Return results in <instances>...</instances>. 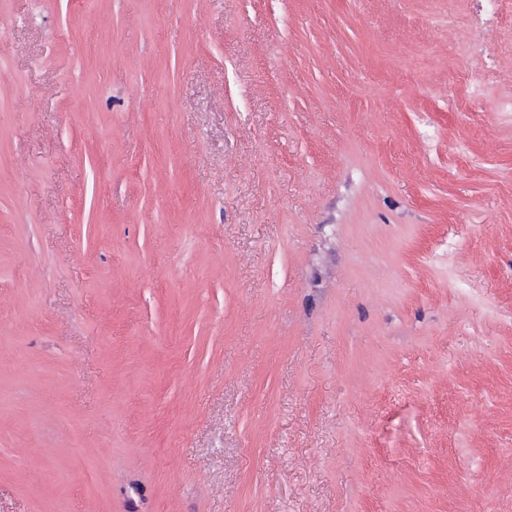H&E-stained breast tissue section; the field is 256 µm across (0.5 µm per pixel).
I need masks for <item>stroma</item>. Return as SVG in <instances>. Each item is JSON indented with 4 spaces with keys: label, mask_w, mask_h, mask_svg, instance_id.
<instances>
[{
    "label": "stroma",
    "mask_w": 512,
    "mask_h": 512,
    "mask_svg": "<svg viewBox=\"0 0 512 512\" xmlns=\"http://www.w3.org/2000/svg\"><path fill=\"white\" fill-rule=\"evenodd\" d=\"M0 512H512V0H0Z\"/></svg>",
    "instance_id": "obj_1"
}]
</instances>
